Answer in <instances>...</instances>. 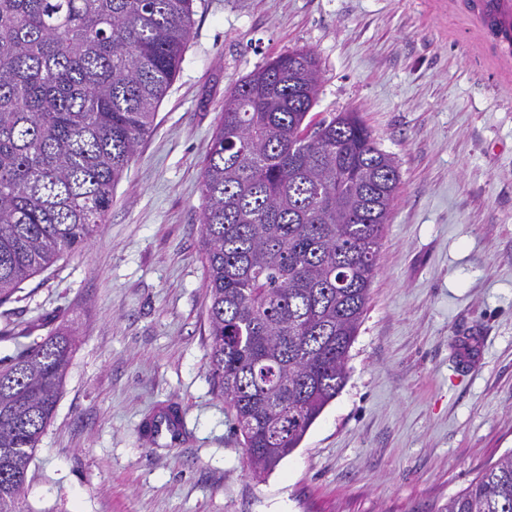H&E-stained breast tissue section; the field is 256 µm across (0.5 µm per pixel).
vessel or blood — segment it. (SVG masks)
Segmentation results:
<instances>
[{
    "instance_id": "b4317fda",
    "label": "vessel or blood",
    "mask_w": 512,
    "mask_h": 512,
    "mask_svg": "<svg viewBox=\"0 0 512 512\" xmlns=\"http://www.w3.org/2000/svg\"><path fill=\"white\" fill-rule=\"evenodd\" d=\"M470 16L484 48L495 50L505 74H512V0H480Z\"/></svg>"
}]
</instances>
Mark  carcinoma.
<instances>
[{
  "instance_id": "obj_1",
  "label": "carcinoma",
  "mask_w": 512,
  "mask_h": 512,
  "mask_svg": "<svg viewBox=\"0 0 512 512\" xmlns=\"http://www.w3.org/2000/svg\"><path fill=\"white\" fill-rule=\"evenodd\" d=\"M194 0H0V303L106 223L181 69ZM319 63L246 75L200 168L208 368L254 475L299 447L343 389L399 185L355 112L315 124ZM12 340L0 367V512L28 469L76 337ZM437 512H512V452Z\"/></svg>"
}]
</instances>
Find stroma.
Masks as SVG:
<instances>
[{"label":"stroma","mask_w":512,"mask_h":512,"mask_svg":"<svg viewBox=\"0 0 512 512\" xmlns=\"http://www.w3.org/2000/svg\"><path fill=\"white\" fill-rule=\"evenodd\" d=\"M434 2L195 0L105 224L0 305V331L77 338L31 512H436L512 452V88ZM296 49L311 117L359 113L400 180L347 383L259 481L208 372L198 181L225 94ZM166 406L177 441L143 435Z\"/></svg>","instance_id":"1"}]
</instances>
